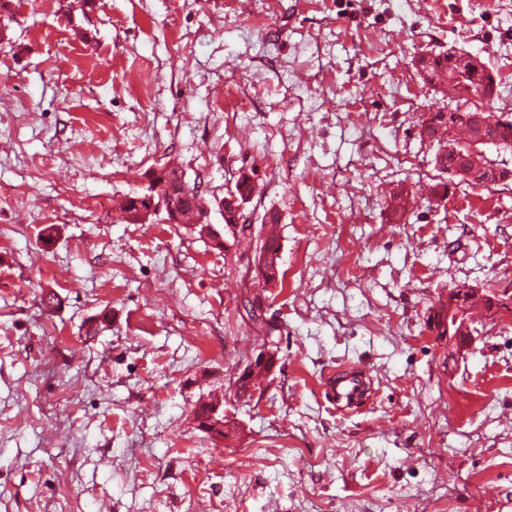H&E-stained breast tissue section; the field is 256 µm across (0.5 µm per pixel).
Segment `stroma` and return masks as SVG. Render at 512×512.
<instances>
[{
  "label": "stroma",
  "instance_id": "obj_1",
  "mask_svg": "<svg viewBox=\"0 0 512 512\" xmlns=\"http://www.w3.org/2000/svg\"><path fill=\"white\" fill-rule=\"evenodd\" d=\"M0 33V512H512V311L457 356L449 289L512 293V181L437 199L418 60L480 55L512 113V0H12ZM172 163L278 213L265 337L229 251L116 205ZM410 193L402 217L389 207ZM54 293L55 307L40 303ZM278 364L237 394L268 344ZM350 368L372 398L339 410ZM224 400L216 440L193 411Z\"/></svg>",
  "mask_w": 512,
  "mask_h": 512
}]
</instances>
